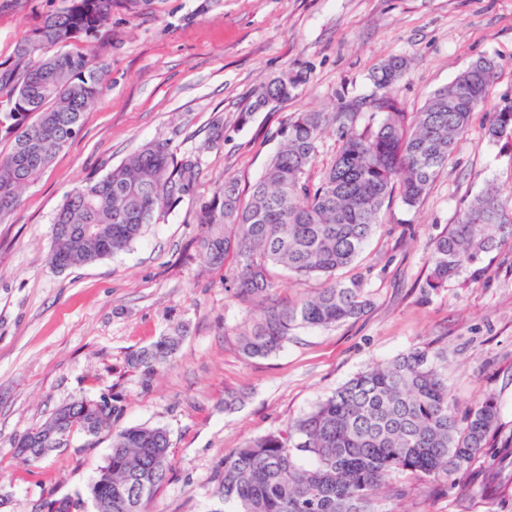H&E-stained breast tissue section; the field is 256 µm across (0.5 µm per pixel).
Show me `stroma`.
I'll use <instances>...</instances> for the list:
<instances>
[{
	"instance_id": "1",
	"label": "stroma",
	"mask_w": 512,
	"mask_h": 512,
	"mask_svg": "<svg viewBox=\"0 0 512 512\" xmlns=\"http://www.w3.org/2000/svg\"><path fill=\"white\" fill-rule=\"evenodd\" d=\"M65 4L0 0V62L13 61L16 44ZM72 48L108 64L104 89L76 137L0 220V512H39L86 491L104 466L112 431L74 433L32 465L15 454V437L76 398L116 396L122 413L112 430H167L170 468L153 512H209L225 449L303 417L356 373L413 348L436 356L458 416L493 395L497 429L465 479L394 474L405 493L380 497L376 512H512V237L443 288L426 286L434 244L459 212L491 183L512 198V146L483 137L495 107L512 98V0H114L110 26ZM395 56L409 61L399 98L410 112L478 57L500 68L487 107L473 113L427 195L412 208L393 199L341 270L362 277L367 312L296 328L277 352L246 357L239 339L255 311L210 264L197 205L227 177L249 193L284 120L371 93L370 73ZM287 67L307 71L306 83L240 124L261 85ZM219 119L224 139L213 145ZM156 141L196 162L191 191L129 249L50 266L51 221L65 194ZM175 334L178 350L144 383L130 354ZM231 392L241 401L228 408Z\"/></svg>"
}]
</instances>
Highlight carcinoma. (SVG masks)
Instances as JSON below:
<instances>
[{
	"label": "carcinoma",
	"mask_w": 512,
	"mask_h": 512,
	"mask_svg": "<svg viewBox=\"0 0 512 512\" xmlns=\"http://www.w3.org/2000/svg\"><path fill=\"white\" fill-rule=\"evenodd\" d=\"M112 19V0H68L48 15L41 36L17 44L14 62L0 63V135L12 141L0 156V217L11 213L19 191L45 168L80 130L99 96L107 64L97 54L66 47L93 39ZM58 48L52 55L45 50ZM408 63L382 62L370 75V94L339 99L333 112H301L280 128V144L260 179L242 201L238 183L224 179L199 203L197 220L208 226L202 247L216 264L233 257L224 288L259 308L240 337L243 353L266 357L298 326L329 327L360 317L370 305L361 279H339L379 226L394 195L410 208L426 194L484 106L498 62L480 57L415 112L405 110L396 88ZM289 70L265 82L240 113L287 99L306 80ZM382 118L359 128L365 109ZM333 129L340 146L318 179L308 177L317 145ZM487 141L512 140V98H505L486 130ZM196 164L179 161L163 142L129 154L96 181L66 194L52 219L48 261L57 268L92 263L127 249L175 195L196 179ZM512 236V205L490 185L463 209L448 234L437 239L427 285L440 288L463 266ZM324 287L292 305L271 297L269 268ZM181 337L163 336L128 358L149 383L177 350ZM121 412L117 400L93 405L78 399L57 409L50 421L21 435L17 457L34 462V449L56 448L62 431L97 435ZM498 422L497 401L487 396L459 422L448 381L426 350L412 349L369 367L285 428L224 451L212 478L208 512H375V499L389 478L408 472L432 481L466 475ZM170 438L161 427H129L112 436V451L86 493L43 504V512H150L169 467Z\"/></svg>",
	"instance_id": "carcinoma-1"
}]
</instances>
